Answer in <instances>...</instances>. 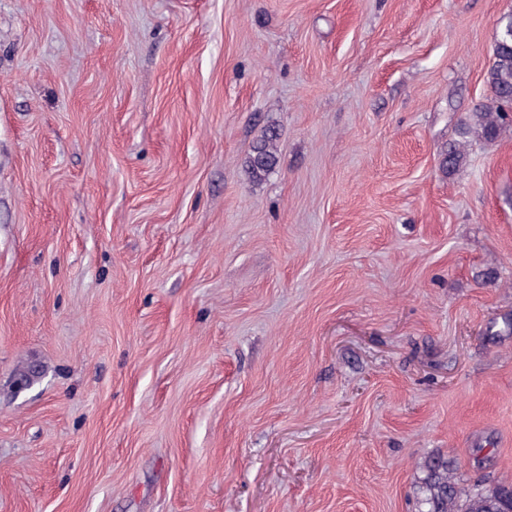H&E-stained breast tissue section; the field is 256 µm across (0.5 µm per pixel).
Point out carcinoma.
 Masks as SVG:
<instances>
[{"instance_id":"1","label":"carcinoma","mask_w":512,"mask_h":512,"mask_svg":"<svg viewBox=\"0 0 512 512\" xmlns=\"http://www.w3.org/2000/svg\"><path fill=\"white\" fill-rule=\"evenodd\" d=\"M486 81L491 97L462 121L458 140L441 153L439 166L444 172L450 173L463 164L469 139L492 143L512 129V14L500 20ZM278 141L279 131L268 127L253 142L246 158L251 179H262L276 166ZM420 501L427 507L426 512H512V482L485 483L464 492L458 487L448 460L439 457L426 465Z\"/></svg>"}]
</instances>
